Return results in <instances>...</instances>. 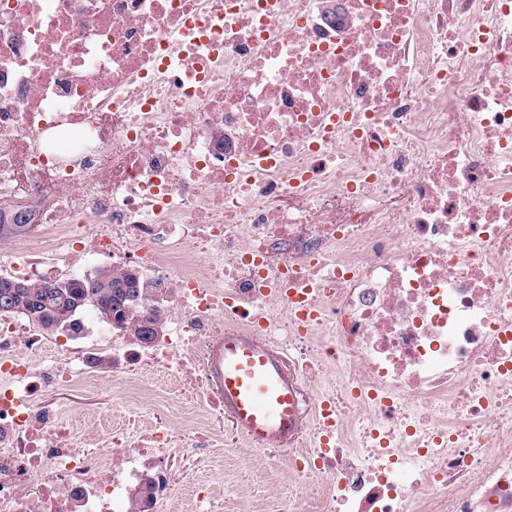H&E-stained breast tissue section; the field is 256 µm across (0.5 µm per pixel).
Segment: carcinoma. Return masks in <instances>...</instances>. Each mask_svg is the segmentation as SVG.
Returning <instances> with one entry per match:
<instances>
[{
    "label": "carcinoma",
    "instance_id": "obj_1",
    "mask_svg": "<svg viewBox=\"0 0 512 512\" xmlns=\"http://www.w3.org/2000/svg\"><path fill=\"white\" fill-rule=\"evenodd\" d=\"M0 278V316L22 317L47 334L74 330L77 318L91 309L103 323L116 324L145 344L161 337V303L143 302L139 272L105 269L90 278H66L34 284Z\"/></svg>",
    "mask_w": 512,
    "mask_h": 512
}]
</instances>
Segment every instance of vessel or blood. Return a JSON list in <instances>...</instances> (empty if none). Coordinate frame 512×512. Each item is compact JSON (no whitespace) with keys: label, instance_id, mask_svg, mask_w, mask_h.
Returning <instances> with one entry per match:
<instances>
[{"label":"vessel or blood","instance_id":"b4317fda","mask_svg":"<svg viewBox=\"0 0 512 512\" xmlns=\"http://www.w3.org/2000/svg\"><path fill=\"white\" fill-rule=\"evenodd\" d=\"M212 372L224 418L258 447H287L303 426L298 381L288 359L259 337L235 333L218 339Z\"/></svg>","mask_w":512,"mask_h":512}]
</instances>
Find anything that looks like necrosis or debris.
Wrapping results in <instances>:
<instances>
[{
	"instance_id": "4bbe7bcc",
	"label": "necrosis or debris",
	"mask_w": 512,
	"mask_h": 512,
	"mask_svg": "<svg viewBox=\"0 0 512 512\" xmlns=\"http://www.w3.org/2000/svg\"><path fill=\"white\" fill-rule=\"evenodd\" d=\"M23 211L0 277L107 257L164 285L156 343L93 332L113 379L162 372L203 417L91 424L92 331L0 316V512L149 478L170 512L224 445L233 331L305 357L306 512H512V0H0V222Z\"/></svg>"
}]
</instances>
